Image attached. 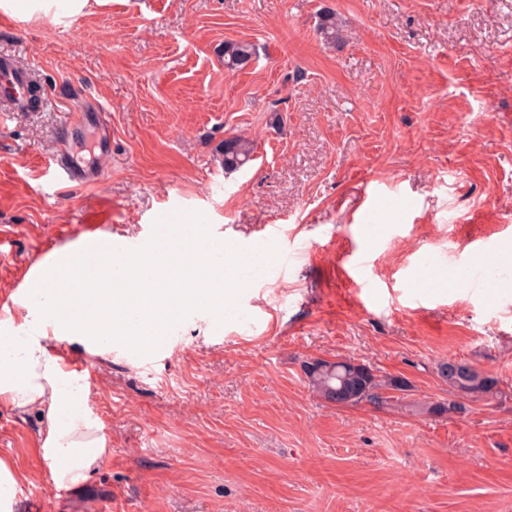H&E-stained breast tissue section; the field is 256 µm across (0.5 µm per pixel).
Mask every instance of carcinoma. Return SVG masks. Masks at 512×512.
<instances>
[{
	"label": "carcinoma",
	"mask_w": 512,
	"mask_h": 512,
	"mask_svg": "<svg viewBox=\"0 0 512 512\" xmlns=\"http://www.w3.org/2000/svg\"><path fill=\"white\" fill-rule=\"evenodd\" d=\"M322 37L336 43L341 39L336 23V13L326 8L320 13L318 27ZM224 68L238 71L246 68L254 59L256 50L249 42H224ZM251 143L241 136H230L217 148V158L226 171H236L252 160ZM439 377L448 385L453 399L411 404L412 411L429 416L462 414L467 411L465 402L485 401L501 392L498 377L463 362L457 368H449L446 360L437 364ZM304 373L317 395L336 406L355 407L370 404L384 408L401 400L397 393L409 391L407 380L395 376H382L363 363L351 359L315 360L305 365Z\"/></svg>",
	"instance_id": "carcinoma-1"
}]
</instances>
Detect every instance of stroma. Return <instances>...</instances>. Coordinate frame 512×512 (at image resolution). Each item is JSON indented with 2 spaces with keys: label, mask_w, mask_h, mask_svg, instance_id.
Here are the masks:
<instances>
[{
  "label": "stroma",
  "mask_w": 512,
  "mask_h": 512,
  "mask_svg": "<svg viewBox=\"0 0 512 512\" xmlns=\"http://www.w3.org/2000/svg\"><path fill=\"white\" fill-rule=\"evenodd\" d=\"M326 7L345 44L318 34ZM228 41L255 60L225 70ZM1 57L40 99H0V333L105 208V234L130 241L178 201L180 223L223 236L226 272L243 244L270 268L234 292L245 322L186 312L155 356L49 335L90 362L108 457L56 487L38 419L1 410L22 512H512V0H112L59 22L0 13ZM91 105L92 122L66 124ZM233 135L253 159L229 174L216 148ZM66 147L99 179L45 176ZM440 244L492 246L488 290L439 287L445 268L423 258ZM358 259L364 288L345 276ZM339 358L407 379L402 405L320 399L303 367ZM443 358L500 394L412 412L448 398Z\"/></svg>",
  "instance_id": "obj_1"
}]
</instances>
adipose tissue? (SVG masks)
I'll return each instance as SVG.
<instances>
[{"instance_id": "obj_1", "label": "adipose tissue", "mask_w": 512, "mask_h": 512, "mask_svg": "<svg viewBox=\"0 0 512 512\" xmlns=\"http://www.w3.org/2000/svg\"><path fill=\"white\" fill-rule=\"evenodd\" d=\"M111 0H0V12L24 20L77 18L107 7ZM65 274L32 289L25 313L11 334L0 336V410L37 416L43 425L39 449L57 487L84 484L104 460L102 424L89 411L88 385L65 369L47 346L46 331L74 337L92 350L120 343L135 348L141 331L129 320L137 309L154 331L178 312L207 301L211 315L224 312L233 280L212 266L200 244L164 238L148 260L129 261L123 281L112 279L109 260L82 267L70 256ZM95 300L101 319L87 322L83 305Z\"/></svg>"}]
</instances>
